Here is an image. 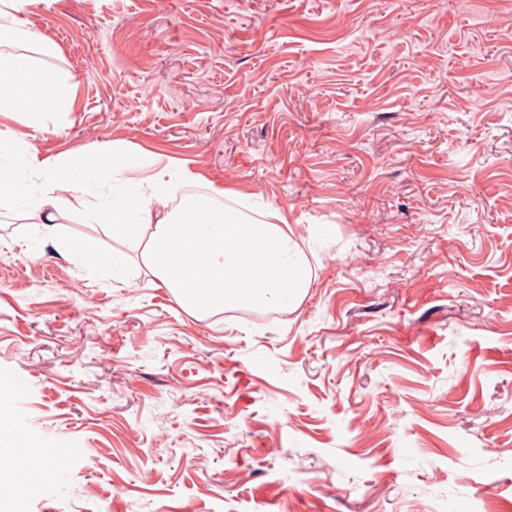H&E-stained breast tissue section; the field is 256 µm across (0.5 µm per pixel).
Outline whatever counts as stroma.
Returning a JSON list of instances; mask_svg holds the SVG:
<instances>
[{"mask_svg": "<svg viewBox=\"0 0 512 512\" xmlns=\"http://www.w3.org/2000/svg\"><path fill=\"white\" fill-rule=\"evenodd\" d=\"M472 2L24 0L77 99L0 131L287 209L314 280L195 316L77 209L123 280L0 209L8 454L53 468L0 512H512V0Z\"/></svg>", "mask_w": 512, "mask_h": 512, "instance_id": "35a3bbf8", "label": "stroma"}]
</instances>
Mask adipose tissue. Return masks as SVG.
Listing matches in <instances>:
<instances>
[{
	"label": "adipose tissue",
	"mask_w": 512,
	"mask_h": 512,
	"mask_svg": "<svg viewBox=\"0 0 512 512\" xmlns=\"http://www.w3.org/2000/svg\"><path fill=\"white\" fill-rule=\"evenodd\" d=\"M76 91L70 76L48 72L28 55L0 51V114L37 127L47 114L74 111ZM13 142L0 132V208L35 220L42 236L57 241L74 259L111 267L113 278H120L124 256L74 250L59 235V199L35 194L31 178L57 181L81 195L91 191L99 175H107L112 198L86 205L84 224L110 231L113 240L141 246L156 287L169 290L189 311L292 308L313 283L312 267L286 211L274 210L268 221L246 217L234 207L217 206V198L230 195L218 186L171 211L167 202L177 183L197 180L188 170L174 178L163 168L148 184H132L121 176V146L106 147L102 160L87 162L69 154L43 158L17 150Z\"/></svg>",
	"instance_id": "ef3b65f1"
}]
</instances>
